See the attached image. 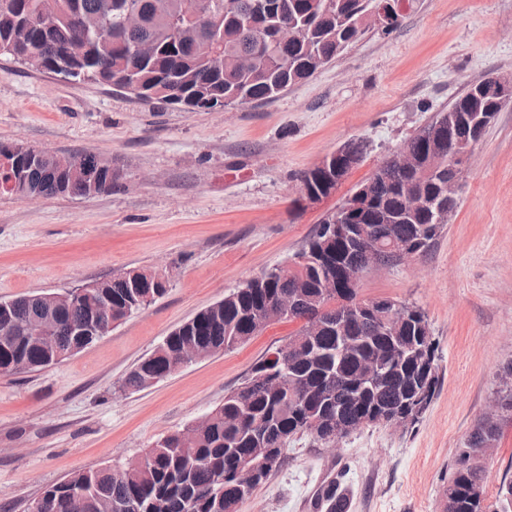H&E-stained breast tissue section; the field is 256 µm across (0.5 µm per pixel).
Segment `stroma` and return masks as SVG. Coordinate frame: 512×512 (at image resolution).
I'll use <instances>...</instances> for the list:
<instances>
[{
    "label": "stroma",
    "mask_w": 512,
    "mask_h": 512,
    "mask_svg": "<svg viewBox=\"0 0 512 512\" xmlns=\"http://www.w3.org/2000/svg\"><path fill=\"white\" fill-rule=\"evenodd\" d=\"M400 25L369 29L277 98L221 111L144 101L112 86L64 83L0 56V142L112 158L109 193L47 199L0 193V300L59 292L129 270L167 291L88 348L0 377V512H30L76 470L123 464L206 415L301 327L282 320L233 350L141 391L125 375L180 324L262 271L286 265L318 224L391 151L470 83L512 78V0H398ZM367 152L323 201L301 172L344 142ZM457 208L434 246L365 272L358 297L412 303L438 344L440 384L418 422L367 426L326 447L295 436L282 465L239 512H314L342 477L346 512H445L455 460L493 419L484 495L512 480V413L498 408L512 365V105L457 174Z\"/></svg>",
    "instance_id": "1"
}]
</instances>
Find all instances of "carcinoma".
Wrapping results in <instances>:
<instances>
[{
	"label": "carcinoma",
	"instance_id": "obj_1",
	"mask_svg": "<svg viewBox=\"0 0 512 512\" xmlns=\"http://www.w3.org/2000/svg\"><path fill=\"white\" fill-rule=\"evenodd\" d=\"M141 4L144 23L126 29L122 18L130 4ZM195 18L181 15L180 0H0V55L13 58L30 49L41 54L48 71L74 80L116 88L133 86L145 101L161 100L187 110H204V102L224 106L269 100L311 77L365 32L358 18L374 0H205ZM297 29L287 47L276 33L283 23ZM199 26L213 41V54L177 50V32ZM150 41L156 54L139 56L136 46ZM248 55V62L237 59ZM474 86L377 166L368 179L372 195L360 190L346 202L361 201L350 214L358 224L355 237L338 243L329 236L334 217L310 237L296 262L253 277L176 328L122 381L141 390L194 363L191 347L213 356L257 333L255 321L280 295L296 297L286 315L301 320L299 331L275 348L278 364L266 357L240 387L213 408L205 427L187 426L192 447H180L179 433L157 441L121 467L78 470L46 486L34 501L36 512H225L224 498L234 496L225 474L237 460L261 448H286L288 439L306 433V418L324 420L313 439L336 441V418L349 422L386 418L392 426L414 424L429 408L438 386L436 342L421 308L388 299L373 300V311L352 317L346 303L356 300L364 272L395 265L408 254L426 253L457 207L455 178L449 170L433 171L429 133L440 120L466 124L494 107L497 91L473 96ZM348 159L340 178L314 167L301 173V194L329 196L366 151L361 140L343 143ZM12 170L27 181V196H81L79 181L58 167L47 151L37 163L17 150L9 155ZM112 299V322L137 313L140 289L123 273L101 281ZM94 298L61 302L60 334L54 344L71 356L82 349L69 333L89 321ZM47 300L31 294L14 300L10 313L15 333L3 335L0 316V376L50 365L53 349L21 330L43 312ZM278 367L281 381H260ZM493 421L480 422L457 454L453 478L445 490L455 499L454 512H512V481L502 485L495 503H485V471L479 448L495 440ZM344 489L338 478L323 483L315 512H342Z\"/></svg>",
	"mask_w": 512,
	"mask_h": 512
}]
</instances>
